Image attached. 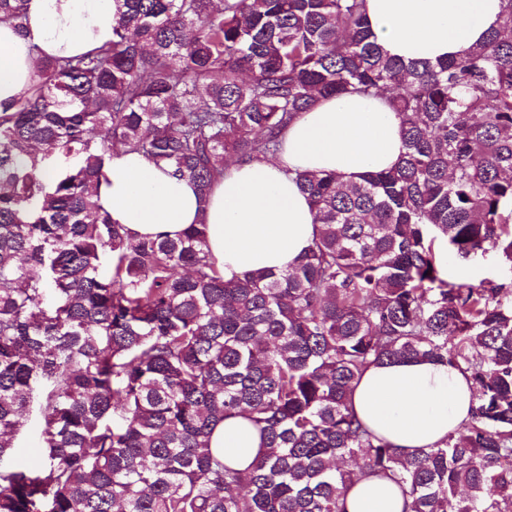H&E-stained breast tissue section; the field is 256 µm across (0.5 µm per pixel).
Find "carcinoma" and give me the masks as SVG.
Masks as SVG:
<instances>
[{
  "mask_svg": "<svg viewBox=\"0 0 512 512\" xmlns=\"http://www.w3.org/2000/svg\"><path fill=\"white\" fill-rule=\"evenodd\" d=\"M25 2L0 17L23 27ZM116 2L107 48L42 59L0 109V512H345L363 473L411 512H512V280L451 281L442 260L512 270V0L435 62L390 56L365 0ZM349 92L384 97L405 152L358 181L296 173L318 229L290 270L226 280L205 225L135 239L98 203L117 146L205 196ZM415 358L469 373L476 405L404 454L349 398L369 366ZM237 415L263 439L243 470L211 448ZM27 419L26 425L18 435L16 457L24 467L36 468L42 462L40 448L41 415L37 401L31 405Z\"/></svg>",
  "mask_w": 512,
  "mask_h": 512,
  "instance_id": "1",
  "label": "carcinoma"
}]
</instances>
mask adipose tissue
Masks as SVG:
<instances>
[{"label":"adipose tissue","instance_id":"obj_1","mask_svg":"<svg viewBox=\"0 0 512 512\" xmlns=\"http://www.w3.org/2000/svg\"><path fill=\"white\" fill-rule=\"evenodd\" d=\"M378 42L403 59H460L496 27L501 0H365ZM116 0H27L24 29L0 20V105L27 95L38 60L76 57L108 44ZM404 152L400 121L384 101L358 93L320 100L283 135L279 156L234 164L200 195L137 153L116 151L105 168L100 203L134 237H175L207 226L210 252L225 278L292 268L313 243L316 226L295 174L333 173L356 180L392 168ZM357 417L376 436L409 453L443 442L468 423L475 390L467 373L438 361L412 359L370 366L350 396ZM211 445L235 467L261 448L247 420L215 427ZM346 512H410L387 477L355 479Z\"/></svg>","mask_w":512,"mask_h":512}]
</instances>
